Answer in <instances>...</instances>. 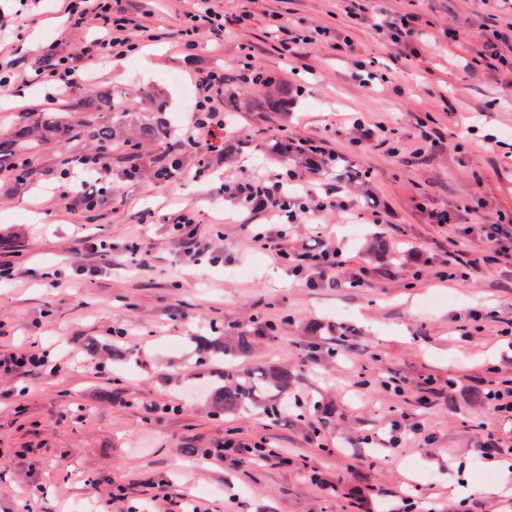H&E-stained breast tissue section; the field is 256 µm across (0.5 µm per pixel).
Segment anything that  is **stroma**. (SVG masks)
I'll return each mask as SVG.
<instances>
[{
    "instance_id": "stroma-1",
    "label": "stroma",
    "mask_w": 512,
    "mask_h": 512,
    "mask_svg": "<svg viewBox=\"0 0 512 512\" xmlns=\"http://www.w3.org/2000/svg\"><path fill=\"white\" fill-rule=\"evenodd\" d=\"M386 18L415 15L418 38L394 49L388 33L353 24L342 0H224L227 31L198 37L193 55L154 42L98 64L84 84L88 104L113 88L146 86L167 103L175 127L191 120L185 92L203 67L224 70V94L248 98L244 60L300 88L285 112L246 107L226 113L224 139L240 151L214 158L197 175L200 158L180 157L181 177L157 178L167 147L145 144L139 155L113 153L112 193L95 212L60 206L56 175L69 152L42 142L28 158V179L0 173V259L13 262L15 283L0 287V356L44 350L54 374L0 369V512H155L153 494L169 483L185 498L176 512L206 503L213 512H383L404 492L436 512H512V465L496 462L512 447V425L493 413L479 392L512 378V272L505 263L468 274L480 246L484 211L512 214V100L500 89L512 70L477 65L479 33L512 30V6L503 0H361ZM196 0H122L140 22L178 27ZM16 36L1 50L24 67L43 62L54 39L77 50L61 0H29L15 15L0 0ZM286 29L326 31V38L283 56L269 38L271 15ZM458 29L449 40V29ZM348 38L349 48L336 41ZM374 73L364 85L366 73ZM39 87L0 93V135L14 126L66 108ZM488 117L468 130L471 112ZM357 112L367 127L387 126L386 137L355 141L339 123ZM323 144L331 156L368 173L351 187L335 177L299 168L300 196L336 188L346 211L326 219L343 249L345 268L362 272L364 287H335L295 279L287 266L253 249L245 225L269 234L286 230L285 246L301 250L307 227L282 228L278 216L250 214L233 197L239 182L276 179L289 165L257 151L256 130ZM135 179H128L130 167ZM192 211L203 236L217 238L216 260L187 262L170 226ZM448 212L453 225L433 213ZM112 244L107 268L77 274L70 248L81 224ZM383 235L397 261L370 253ZM149 245L147 268L126 246L136 236ZM456 265L458 278L438 281ZM61 270L69 287L51 288L47 272ZM481 315L466 337L462 317ZM246 327L256 334L243 368L280 365L296 374L301 408L271 421L260 408L216 412L212 391L223 359L200 363L196 339L215 330ZM125 337H115V329ZM321 349L317 362L305 354ZM399 379L402 395L381 389ZM419 425L434 441L407 439L379 447L393 426ZM321 436H314L313 426ZM371 437L373 445L363 446ZM266 444L268 462L225 450L224 442Z\"/></svg>"
}]
</instances>
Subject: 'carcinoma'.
Instances as JSON below:
<instances>
[{"instance_id":"cac0c4a2","label":"carcinoma","mask_w":512,"mask_h":512,"mask_svg":"<svg viewBox=\"0 0 512 512\" xmlns=\"http://www.w3.org/2000/svg\"><path fill=\"white\" fill-rule=\"evenodd\" d=\"M256 86L265 95L250 100L247 105L258 110L286 112L300 93L299 89L278 82L263 71L256 72ZM117 98L114 92H103L95 104L98 112H112V120L108 122L94 117L89 120L81 117L87 108L83 99L77 98L72 105L74 117L70 121L56 117L37 125L21 124L9 135L0 136V169H5L13 179H18L20 170L26 166L24 150L32 144L52 138L64 143L74 139L86 140L101 149L109 150L117 142L129 154L137 152L147 141H171L175 129L156 118L139 121L132 135L118 140V127L128 120L131 112L142 108L160 112L163 104L159 102L157 93L149 88L139 90L135 103L129 107H120ZM262 145L284 160L302 165L305 164V158L310 156L308 145L286 134L266 138ZM199 345L204 358H222L230 363L224 369V386L213 394L219 409L226 414H235L252 406H261L274 418L282 417L280 401L293 383V374L286 368L276 366H266L256 372L240 371L231 366L235 360L246 358L253 351V336L248 328H239L237 335L229 338L201 337Z\"/></svg>"}]
</instances>
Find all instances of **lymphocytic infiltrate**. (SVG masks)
Masks as SVG:
<instances>
[{
  "label": "lymphocytic infiltrate",
  "instance_id": "f902f5d3",
  "mask_svg": "<svg viewBox=\"0 0 512 512\" xmlns=\"http://www.w3.org/2000/svg\"><path fill=\"white\" fill-rule=\"evenodd\" d=\"M120 0H69L66 10L72 28L82 29L94 25V36L84 39L77 52L60 50L58 42H50L45 50L47 62L35 71L19 68L15 63L0 61V88L23 89L41 86L44 98L55 102L78 82L87 77L88 66L99 64L111 57H123L135 52L146 43L166 41L192 52L200 32L223 38L226 26L223 12L210 5V0H200L198 9L188 13L182 24L173 30L150 28L126 16L119 7ZM195 97L192 119L182 132L181 143L190 146L192 153L209 157L224 151V113L217 101L224 94V71L220 68L199 70L193 73ZM110 162L107 154H75L66 159L60 177L67 185L64 199L73 201L82 211L97 210L109 191ZM296 171H289L287 180L251 179L241 183L236 192L242 209L252 212L277 213L286 223L298 224L311 215L327 211L344 210L345 204L335 191H326L324 197L307 205L299 199L288 198L285 181H296ZM251 242L265 252L273 262L287 264L295 276L324 280L335 278L336 260L342 249L321 248L312 255H294L288 252L274 236L247 225ZM481 239L484 248L482 263H494L500 257L512 258V218L496 214L483 225Z\"/></svg>",
  "mask_w": 512,
  "mask_h": 512
}]
</instances>
